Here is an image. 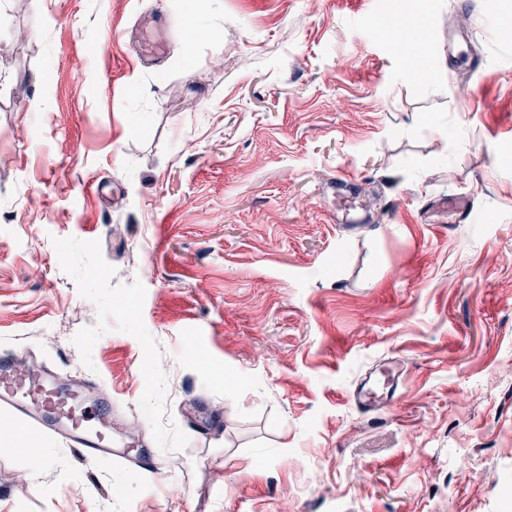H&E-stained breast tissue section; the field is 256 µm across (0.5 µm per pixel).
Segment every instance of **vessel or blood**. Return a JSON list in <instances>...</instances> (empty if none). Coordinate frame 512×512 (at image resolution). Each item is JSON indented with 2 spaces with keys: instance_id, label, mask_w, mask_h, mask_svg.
<instances>
[{
  "instance_id": "b4317fda",
  "label": "vessel or blood",
  "mask_w": 512,
  "mask_h": 512,
  "mask_svg": "<svg viewBox=\"0 0 512 512\" xmlns=\"http://www.w3.org/2000/svg\"><path fill=\"white\" fill-rule=\"evenodd\" d=\"M0 407L26 421L29 442L49 432L89 464L104 455L128 457L112 432V399L94 381L62 382L49 373L27 371L20 355L1 356Z\"/></svg>"
}]
</instances>
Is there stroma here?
<instances>
[{"instance_id":"stroma-1","label":"stroma","mask_w":512,"mask_h":512,"mask_svg":"<svg viewBox=\"0 0 512 512\" xmlns=\"http://www.w3.org/2000/svg\"><path fill=\"white\" fill-rule=\"evenodd\" d=\"M507 29L512 0H0V355L100 384L155 462H36L0 411V512H512Z\"/></svg>"}]
</instances>
